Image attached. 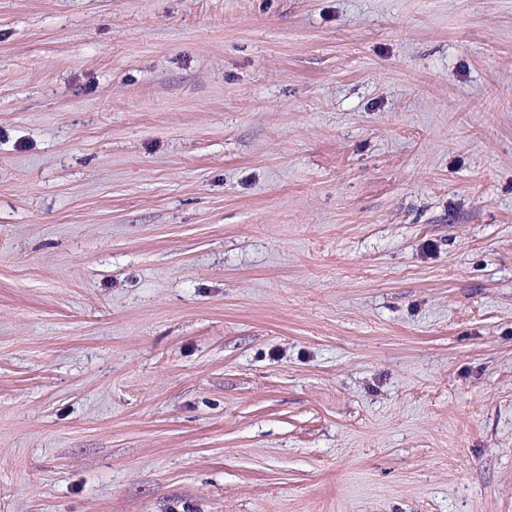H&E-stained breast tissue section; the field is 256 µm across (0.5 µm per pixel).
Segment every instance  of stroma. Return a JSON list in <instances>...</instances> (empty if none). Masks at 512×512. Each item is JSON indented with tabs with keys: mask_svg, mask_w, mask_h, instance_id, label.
Here are the masks:
<instances>
[{
	"mask_svg": "<svg viewBox=\"0 0 512 512\" xmlns=\"http://www.w3.org/2000/svg\"><path fill=\"white\" fill-rule=\"evenodd\" d=\"M0 512H512V0H0Z\"/></svg>",
	"mask_w": 512,
	"mask_h": 512,
	"instance_id": "1",
	"label": "stroma"
}]
</instances>
